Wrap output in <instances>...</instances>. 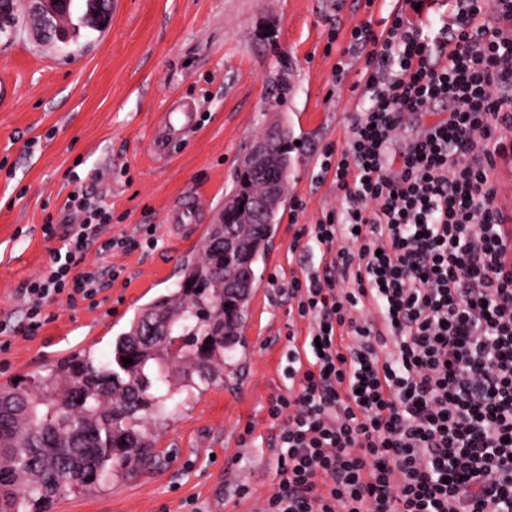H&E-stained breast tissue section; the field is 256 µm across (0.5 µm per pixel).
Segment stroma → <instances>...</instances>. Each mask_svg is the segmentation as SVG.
<instances>
[{
  "label": "stroma",
  "instance_id": "1",
  "mask_svg": "<svg viewBox=\"0 0 512 512\" xmlns=\"http://www.w3.org/2000/svg\"><path fill=\"white\" fill-rule=\"evenodd\" d=\"M14 3L16 23L0 34V81L12 88L0 101V320L12 327L0 334V385L46 374L44 353L64 336L107 356L139 308L181 279L186 257L164 222L167 209L192 197L203 223H217L240 161L263 130L282 121L297 141L272 244L280 258L255 267L257 281L274 273L280 284L251 301L244 334L254 345L240 357L243 378L175 409L158 435L167 456L161 469L93 496L68 492L50 509L184 512L183 500L196 496L212 512L231 487L247 482L255 496L236 512H254L274 476L267 406L285 389L283 351L293 323L284 285L291 272L320 259L290 252L293 225L340 207L335 186L319 180L317 158L325 146H345L363 104V62L342 52L356 25L368 20L383 29L396 0H117L104 30L82 28L67 44L38 36L30 0ZM342 59L348 67L340 75ZM283 65L293 89L275 107L267 77ZM181 105L192 108L194 127L167 159H156L154 129ZM77 189L109 211L107 235L152 224L158 246L102 260L87 252L85 266L112 267L119 277L98 294V307L48 306L53 321L31 337L19 290L61 246L44 238L43 226L60 224ZM298 199L306 208L296 214ZM249 424L254 432L244 447L239 436Z\"/></svg>",
  "mask_w": 512,
  "mask_h": 512
}]
</instances>
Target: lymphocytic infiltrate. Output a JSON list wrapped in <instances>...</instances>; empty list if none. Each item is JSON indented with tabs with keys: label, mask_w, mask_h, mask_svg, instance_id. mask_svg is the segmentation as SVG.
Here are the masks:
<instances>
[{
	"label": "lymphocytic infiltrate",
	"mask_w": 512,
	"mask_h": 512,
	"mask_svg": "<svg viewBox=\"0 0 512 512\" xmlns=\"http://www.w3.org/2000/svg\"><path fill=\"white\" fill-rule=\"evenodd\" d=\"M404 0L351 31L369 103L346 147L319 156L339 211L297 225L319 264L288 280L307 325L288 336V388L268 403L274 483L257 512H512V213L497 162L512 139V0ZM446 117L435 118L439 104ZM424 117L399 154L407 117ZM51 262L21 289L28 333L46 306L95 301L109 255L158 245L103 237L109 217L68 201Z\"/></svg>",
	"instance_id": "lymphocytic-infiltrate-1"
}]
</instances>
